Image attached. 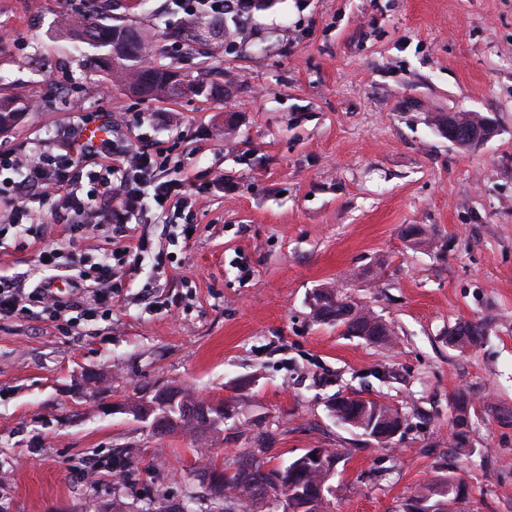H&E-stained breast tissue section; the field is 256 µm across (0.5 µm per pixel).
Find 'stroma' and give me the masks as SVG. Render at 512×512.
Instances as JSON below:
<instances>
[{
	"label": "stroma",
	"mask_w": 512,
	"mask_h": 512,
	"mask_svg": "<svg viewBox=\"0 0 512 512\" xmlns=\"http://www.w3.org/2000/svg\"><path fill=\"white\" fill-rule=\"evenodd\" d=\"M96 2L0 0V95L32 103L0 150L63 155L76 129L99 127L118 149L163 152V177L185 190L211 189L169 218L149 208L122 227L101 211L82 232L58 223L55 186L27 224L0 201V274L22 288L46 247L63 289L127 253L108 314L0 318V512H208L202 459L271 468L313 448L338 456L330 512H400L446 477L469 486L453 512H512V0H263L228 40L193 46L181 36L194 20L170 0ZM66 17L131 27L156 63L217 94L142 97L58 35ZM457 112L492 136L449 141L438 118ZM410 224L431 244L409 245ZM321 288L373 310L394 343L317 320ZM468 321L485 339L450 346ZM157 384L223 400L248 432L159 435L106 412ZM337 393L400 408L396 445L337 424Z\"/></svg>",
	"instance_id": "obj_1"
}]
</instances>
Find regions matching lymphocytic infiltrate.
I'll use <instances>...</instances> for the list:
<instances>
[{
    "mask_svg": "<svg viewBox=\"0 0 512 512\" xmlns=\"http://www.w3.org/2000/svg\"><path fill=\"white\" fill-rule=\"evenodd\" d=\"M165 161V156L159 152L129 150L119 153L116 165L108 166L104 173L88 176L71 158L60 162L44 153L20 157L1 152L0 170H12L19 176L12 187L11 197L12 221L19 224L29 216L27 202L32 191L49 184L66 191L67 206L60 214L65 221L88 214L97 201L107 206L118 204V213L122 216L141 212L149 200L161 210L182 207L184 191L180 183L161 179L157 174ZM85 179L89 180L91 187L81 197L75 188ZM43 255L40 267L44 276L31 292H24L14 279L0 276V317L14 315L30 302L39 303L43 310L55 315L75 310L80 316L91 317L100 311H110L112 291L107 283L111 281L114 270L111 257H103L98 262L94 284L77 285V292L90 295L93 301L92 306L80 309L73 299L62 298L54 289L55 273L60 268L56 249L44 250Z\"/></svg>",
    "mask_w": 512,
    "mask_h": 512,
    "instance_id": "lymphocytic-infiltrate-1",
    "label": "lymphocytic infiltrate"
}]
</instances>
